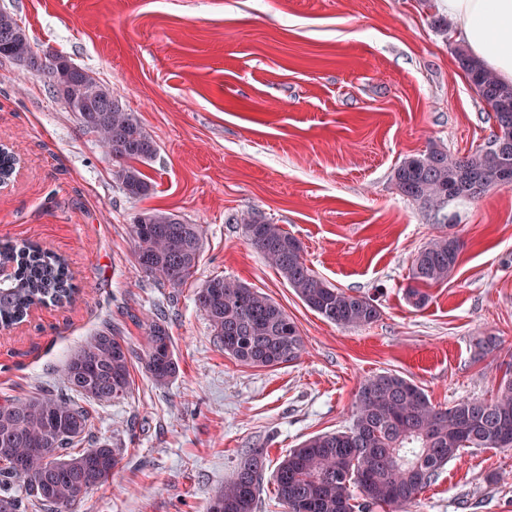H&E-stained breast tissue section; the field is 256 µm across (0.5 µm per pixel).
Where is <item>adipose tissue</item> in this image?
<instances>
[{
  "mask_svg": "<svg viewBox=\"0 0 512 512\" xmlns=\"http://www.w3.org/2000/svg\"><path fill=\"white\" fill-rule=\"evenodd\" d=\"M442 6L470 55L512 84V50L503 43L512 37V0H442Z\"/></svg>",
  "mask_w": 512,
  "mask_h": 512,
  "instance_id": "1",
  "label": "adipose tissue"
}]
</instances>
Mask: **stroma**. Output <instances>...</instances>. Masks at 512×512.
Returning <instances> with one entry per match:
<instances>
[{"label": "stroma", "instance_id": "stroma-1", "mask_svg": "<svg viewBox=\"0 0 512 512\" xmlns=\"http://www.w3.org/2000/svg\"><path fill=\"white\" fill-rule=\"evenodd\" d=\"M32 48L92 71L154 136L152 193L129 198L111 158L39 78L0 58V144L20 162L0 186V239L65 257L77 292L0 328V397L61 391L71 353L104 328L144 350L162 309L178 376L141 363L126 399L90 407L84 447L121 448L109 479L67 512H207L252 448L266 453L257 512H287L270 478L308 438L344 429L359 384L390 371L450 406L494 396L512 374V186L429 210L397 191L404 158L430 144L464 156L495 118L459 69L455 36L426 0H0ZM163 210L205 229L179 288L141 273L131 225ZM252 211L303 244L308 266L373 297L379 318L342 328L307 307L251 246ZM464 244L423 306L405 291L415 253L441 230ZM279 303L303 339L272 368L224 354L194 304L213 276ZM495 336L477 357L474 342ZM408 512H512V448L465 449Z\"/></svg>", "mask_w": 512, "mask_h": 512}]
</instances>
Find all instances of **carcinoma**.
Listing matches in <instances>:
<instances>
[{
	"mask_svg": "<svg viewBox=\"0 0 512 512\" xmlns=\"http://www.w3.org/2000/svg\"><path fill=\"white\" fill-rule=\"evenodd\" d=\"M459 69L492 112L503 135H494L488 149L458 157L436 144L405 158L395 169L396 189L428 209L454 199H471L466 184L493 181L512 150L503 154V138L512 143V84H504L464 49L457 48ZM0 57L44 79L53 96L79 100L90 120L86 133L112 157L113 178L134 198L150 195L153 184L141 166L158 153L153 136L134 113L112 95V89L91 72L80 69L60 92L53 72L36 55L14 15L0 9ZM16 158L0 149V182L11 179ZM255 250L275 268L314 312L343 328L376 321L373 300L337 288L307 265L301 242L280 225L258 215L240 218ZM134 258L152 279L179 288L190 279L202 250L203 229L176 214L151 210L131 225ZM463 243L454 234L434 236L414 257L407 298L425 303L423 286L448 280L455 271ZM0 265L9 268L0 280V326L25 320L43 304H61L73 294L72 273L65 258L36 244L0 243ZM194 301L224 349L253 367H275L297 360L304 348L294 322L274 300L247 284L223 276L204 281ZM153 380L170 382L179 373L173 339L162 313L146 319V347L139 355L115 329L105 328L70 355L62 368L59 393L0 399V501L13 512L23 501L48 512H63L80 496L105 483L119 461V449L107 442L79 452L75 448L91 431L85 404L125 398L131 389L134 359ZM512 447V376H504L489 400L470 399L449 407L434 404L413 381L392 372L364 379L358 388L355 413L343 431L318 434L290 450L273 475L278 499L288 512H370L385 505L401 512L432 483L439 469L458 458L463 448ZM264 449L245 452L237 468L210 502L208 512H257L265 469Z\"/></svg>",
	"mask_w": 512,
	"mask_h": 512,
	"instance_id": "carcinoma-1",
	"label": "carcinoma"
}]
</instances>
